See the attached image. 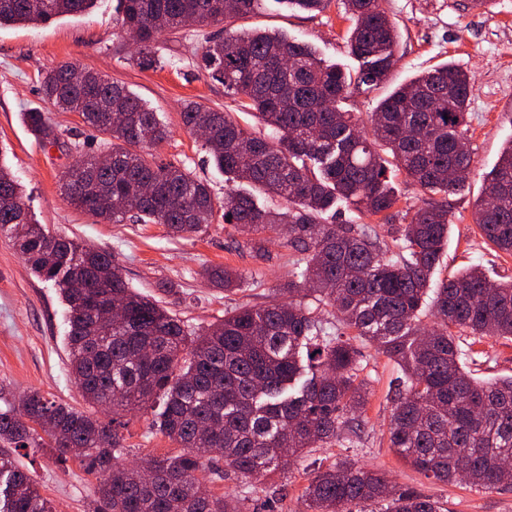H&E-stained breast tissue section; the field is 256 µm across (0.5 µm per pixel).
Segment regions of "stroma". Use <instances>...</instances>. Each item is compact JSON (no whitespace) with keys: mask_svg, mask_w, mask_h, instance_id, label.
Returning a JSON list of instances; mask_svg holds the SVG:
<instances>
[{"mask_svg":"<svg viewBox=\"0 0 512 512\" xmlns=\"http://www.w3.org/2000/svg\"><path fill=\"white\" fill-rule=\"evenodd\" d=\"M398 31L396 63L387 82L371 92L357 91L347 109L366 113L397 85L433 66L450 61L472 77L474 92L467 118V138L473 154L468 185L449 196L454 215L441 262L431 278L438 286L449 274L476 265L490 279H512V255L496 250L482 239L473 221L484 176L512 138V0H489L472 7L470 0H384ZM117 0H96L88 12L65 16L45 26L0 28V164L6 166L23 190V202L33 220L49 233L80 244L93 245L115 256L130 287L160 300L190 331L196 332L224 317L225 310L241 305L262 306L279 298V287L291 271L283 239L272 236L266 254L256 257L241 247L232 226L215 220L193 237H179L162 224H111L71 206L61 190V177L76 156L75 143L96 150L102 134L85 126L77 114L54 113L62 136L56 146L42 147L22 121L31 108L47 109L39 87L42 73L64 62L100 72L127 85L147 102L168 129L156 149L159 159L179 161L206 181L216 201H223L224 177L209 162L198 138L182 124L180 112L191 100L205 108L231 113L243 127L261 132L252 114L240 111L224 95L200 64L198 50L220 32L213 24L191 25L176 35L163 36L158 49L173 63L143 69L134 61L135 45L113 24ZM236 28L278 30L311 44L327 62L344 70L359 66L348 52L349 26L341 0H331L321 12H303L285 0H261L255 14L236 20ZM226 266L246 273L260 271L261 284L227 294L201 276L206 266ZM172 283L177 294L164 291ZM68 314L53 283L31 273L9 238L0 235V383L14 392L38 390L50 400L83 407L73 382L65 338ZM460 347L476 352L474 376L491 380L512 376V340L485 337L459 338ZM362 355L361 379L371 396L362 414L361 428L352 448L336 443L308 452V459L331 463L349 456L360 465L384 472L393 483L431 496L446 512H512V486L482 490L464 483L444 484L425 478L408 466L389 446L391 405L386 397L398 375L397 365L376 345L357 340ZM152 417L131 416L124 431L127 461L145 462L177 448L150 428ZM19 460L37 480L44 496L58 512H89L99 479L77 461L56 462L51 449L36 453L17 450ZM220 455L205 457L203 485L208 492L234 498L241 512H298L308 484L303 463L270 473L261 484L242 482L233 471L223 479L211 477L223 468Z\"/></svg>","mask_w":512,"mask_h":512,"instance_id":"stroma-1","label":"stroma"}]
</instances>
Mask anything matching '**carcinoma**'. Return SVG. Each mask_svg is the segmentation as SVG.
I'll list each match as a JSON object with an SVG mask.
<instances>
[{"instance_id":"obj_1","label":"carcinoma","mask_w":512,"mask_h":512,"mask_svg":"<svg viewBox=\"0 0 512 512\" xmlns=\"http://www.w3.org/2000/svg\"><path fill=\"white\" fill-rule=\"evenodd\" d=\"M96 0H0V27L39 25L91 9ZM260 0H120L116 27L139 35V64L164 67L154 44L194 23H222L224 36L200 47L224 95L250 111L267 135L241 127L226 112L187 102L189 129H210L203 146L224 174V223L249 236L288 230V302L239 306L191 334L160 302L130 287L111 253L52 235L31 221L18 185L0 166V234L39 278L59 288L69 311L70 373L85 402L109 410L99 419L50 401L38 391L14 394L0 385V444L53 448L101 476L91 512H237L224 496L200 490L205 453L217 450L248 483L285 465L281 450L340 441L349 415L370 396L359 379L360 351L320 318L331 305L339 322L375 344L401 369L390 397L389 443L429 479L452 483L464 465L481 489L512 485V376L480 381L461 363L451 329L512 339V281L491 283L477 267L441 281L427 298L452 224L448 196L465 186L473 163L465 117L473 86L451 62L395 88L368 116L369 130L344 107L354 86H376L392 69L398 33L383 0H343L346 34L359 62L357 77L326 65L308 44L277 33L236 30L232 22ZM72 63L47 70L43 99L75 112L107 136L62 176L67 201L114 224H165L177 235L203 231L216 206L211 190L184 164L162 162L151 148L167 138L157 113L125 86ZM47 147L61 132L50 113H24ZM403 174L430 195L402 214L387 243L368 224H328L344 205L389 222L399 201L390 175ZM148 185L151 192L141 194ZM263 197L261 203L258 197ZM481 236L512 253V139L486 176L475 207ZM216 288L237 290L254 274L208 266ZM123 303V320L106 314ZM433 312L437 325L419 322ZM134 409L152 410L151 426L175 443L176 454L154 455L147 482L126 465L121 428ZM49 421L54 432L41 435ZM303 512H442L428 496L400 489L381 472L344 457L311 462ZM0 512H56L32 476L0 453Z\"/></svg>"}]
</instances>
